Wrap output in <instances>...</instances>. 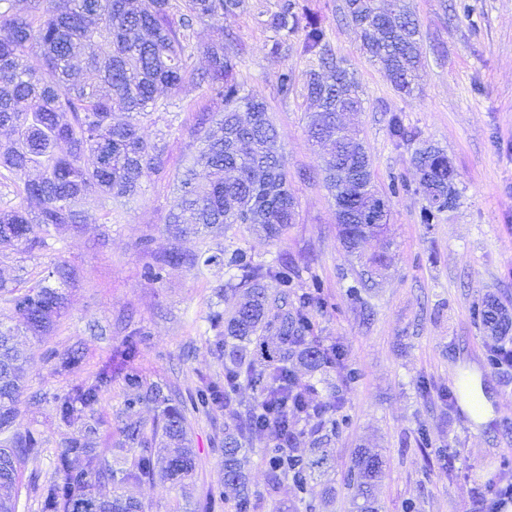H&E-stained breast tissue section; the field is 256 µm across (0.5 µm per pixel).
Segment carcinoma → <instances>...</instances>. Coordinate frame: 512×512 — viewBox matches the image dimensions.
Listing matches in <instances>:
<instances>
[{"instance_id": "carcinoma-1", "label": "carcinoma", "mask_w": 512, "mask_h": 512, "mask_svg": "<svg viewBox=\"0 0 512 512\" xmlns=\"http://www.w3.org/2000/svg\"><path fill=\"white\" fill-rule=\"evenodd\" d=\"M245 0H28L26 12L14 11L13 0H0V131L11 135L0 149V169L8 172L22 203L0 211V251L45 246L42 234L50 227H79L87 222V201L97 196L119 202L134 195L149 173L167 165L165 144L141 134V125L157 110L159 87L184 84L206 88L223 105L216 114L199 116L200 147L192 167L179 180L177 196L166 217V231L178 239L187 234L222 231L234 224L278 240L295 221L296 200L288 188L278 132L265 103L240 95L236 80L238 55L224 45L203 50L207 67L196 68L188 37L198 23L224 22L244 10ZM341 20L358 33L360 47L404 95L413 92L422 60L419 24L409 0H397L394 13L380 10L379 0H344ZM271 31L268 54L281 58L288 37L299 35L297 50L312 67L305 72L303 90L318 103L308 128L309 139L322 159V179L336 206L341 243L362 263L358 288L375 284L385 267V256L363 252V244L383 233L364 223L366 211L385 197L374 181L372 163L356 131L342 117L362 110L354 73L336 56L324 29L297 10L296 0H278L277 10L265 20ZM122 112V122L112 113ZM93 159L84 165V157ZM419 172L415 191L427 202L421 221L430 224L442 212L441 202H457L460 192L455 171L444 150L432 144L415 152ZM169 264L223 265L240 272L224 288L247 289V300L213 315L224 326V385L201 390L194 408L209 409L232 403L242 384L258 394L248 405L243 422L225 433L224 484L236 491L238 512L250 507L244 467L251 433L267 432L276 441L269 459V483L289 482L298 491L327 461V450L313 448L307 455L293 448L295 425L303 419L318 429L331 422L341 408L313 401L311 379L344 367L338 347L314 345L313 312L323 307L318 278L308 290L295 291L296 267L281 256L257 264L243 250L229 255L184 254L173 251L146 268L151 279L162 277ZM72 276L57 264L38 285L26 290L0 282V295L34 336L49 333L65 305L55 277L65 283ZM274 280L279 292L270 297L265 280ZM477 317L495 340L493 360L507 361L501 343L512 327L498 301L488 297ZM16 334L0 327V512H15L13 495L18 461L39 447L31 432H10L23 388L25 364L15 346ZM111 381L107 371L96 383L78 386L58 404L68 420L91 407L102 387ZM125 412L120 427V449L142 448L122 463L104 448H92L86 435L73 438L57 458L59 479L40 488L43 512H74L90 504L98 512H143L131 488L156 475L182 488L190 486L196 470L192 441L182 410L171 404L163 388L144 389L133 374L125 376ZM153 403L161 409V423L152 439L166 454L152 456L137 407ZM382 456L369 448L358 451L346 485L352 492V512H379L376 486ZM108 484L112 495L97 496Z\"/></svg>"}]
</instances>
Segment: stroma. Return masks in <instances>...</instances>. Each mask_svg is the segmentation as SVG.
<instances>
[{
	"label": "stroma",
	"instance_id": "stroma-1",
	"mask_svg": "<svg viewBox=\"0 0 512 512\" xmlns=\"http://www.w3.org/2000/svg\"><path fill=\"white\" fill-rule=\"evenodd\" d=\"M299 11L317 16L337 57L354 71L364 109L348 115L359 130L381 189L403 179L408 190L391 198L387 267L365 293L366 309L350 288L361 273L356 257L341 245L336 208L320 174L321 160L307 138L314 106L302 88L282 95V67L303 75L309 68L297 37L281 60L267 54L263 13L278 0H248L245 12L221 24H198L190 33L196 65L204 47L234 33L241 47L238 78L246 93L262 99L279 135L291 191L294 224L272 241L237 224L219 235L172 238L164 218L175 196L176 178L199 147L193 132L202 112L221 105L206 89L184 85L160 89L168 103L163 119L145 126L148 138H163L168 164L149 174L140 192L121 205L88 203L91 219L73 229L50 230L46 247L0 252V281L31 286L55 264L74 268L63 285L65 307L54 329L35 338L23 332L11 304L0 300V325L18 329L26 359L25 391L14 429L38 434L42 445L19 463L17 512H42L40 487L56 479V458L84 431L85 415L62 421L59 395L95 383L112 362L113 350L135 334L139 354L126 370L114 371L91 415L98 420L95 447L120 439L124 377L166 385L184 399L224 379V356L215 347L208 317L215 288L229 273L212 265L191 270L166 267L161 280L144 275L153 257L185 252L246 250L259 263L285 254L308 263L299 287L317 274L327 306L315 312L322 347L340 346L346 367L327 373L319 386L324 401H341L339 426L330 444L327 476L295 496L291 486L269 489L267 433H253L247 475L256 492L254 512H349L345 475L358 449L376 448L385 465L378 485L381 512H475L489 485L512 483V367L490 359L491 338L475 311L494 295L512 311V0H411L420 25L423 66L413 95L397 92L386 74L359 49L355 30L339 20L343 0H297ZM400 115L416 139L394 142L388 119ZM447 152L457 173L460 204L433 223L421 221L425 205L415 193L413 156L422 142ZM79 359L62 367L71 354ZM484 379L492 415L475 424L463 408H449L442 392L466 374ZM237 404L188 416L196 455L193 498L214 501L213 512H235L225 501L224 432L239 404L253 392L241 387Z\"/></svg>",
	"mask_w": 512,
	"mask_h": 512
}]
</instances>
